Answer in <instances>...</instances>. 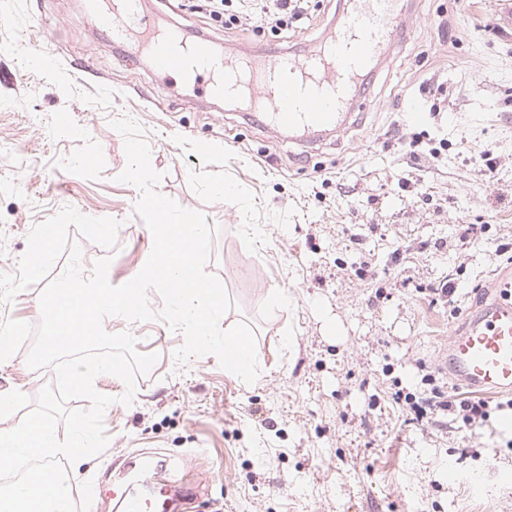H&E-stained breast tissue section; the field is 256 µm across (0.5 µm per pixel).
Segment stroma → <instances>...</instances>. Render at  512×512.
<instances>
[{
    "label": "stroma",
    "instance_id": "stroma-1",
    "mask_svg": "<svg viewBox=\"0 0 512 512\" xmlns=\"http://www.w3.org/2000/svg\"><path fill=\"white\" fill-rule=\"evenodd\" d=\"M237 26L224 52H303L336 0H298L299 26L273 32L225 0ZM500 0H412L396 48L365 78L363 116L339 137L301 147L258 118L152 76L115 46L86 0H0V323L38 324L39 298L73 247L83 268L111 257L121 285L152 243L112 119L146 131L159 191L217 225L208 272L245 321L259 376L243 382L207 355L177 366L182 334L159 321L108 318L157 354L112 396L107 449L81 480L102 483L139 453L182 460L195 494L179 512H512V429L500 411L472 425L411 419L395 393L422 395L424 374L456 391L440 358L467 312L511 266L512 24ZM427 114L407 122L411 102ZM68 124H60V115ZM53 227L51 255L31 242ZM458 286L454 305L434 287ZM288 293L272 306L269 294ZM27 349L0 362V391L36 396L54 372Z\"/></svg>",
    "mask_w": 512,
    "mask_h": 512
}]
</instances>
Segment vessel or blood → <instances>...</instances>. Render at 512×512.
<instances>
[{
  "label": "vessel or blood",
  "mask_w": 512,
  "mask_h": 512,
  "mask_svg": "<svg viewBox=\"0 0 512 512\" xmlns=\"http://www.w3.org/2000/svg\"><path fill=\"white\" fill-rule=\"evenodd\" d=\"M408 0H343L335 24L301 56L225 58L211 39L186 43L178 30L141 10V0H114L103 24L113 44L132 45L155 76L193 80L195 89L260 116L266 126L303 142L314 132H343L361 100L360 81L407 24ZM444 367L477 391L512 392V295L484 302L448 339ZM183 465L148 453L130 458L110 491L120 512H155L153 498L186 487Z\"/></svg>",
  "instance_id": "obj_1"
}]
</instances>
